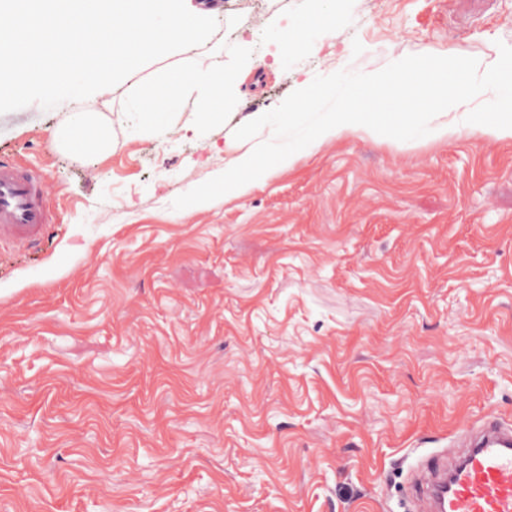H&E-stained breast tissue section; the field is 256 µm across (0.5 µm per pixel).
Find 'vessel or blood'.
<instances>
[{"mask_svg": "<svg viewBox=\"0 0 512 512\" xmlns=\"http://www.w3.org/2000/svg\"><path fill=\"white\" fill-rule=\"evenodd\" d=\"M52 220L41 173L0 162V246L26 247ZM455 465L427 456L414 491L428 512H512V426L486 422Z\"/></svg>", "mask_w": 512, "mask_h": 512, "instance_id": "obj_1", "label": "vessel or blood"}]
</instances>
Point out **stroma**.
I'll use <instances>...</instances> for the list:
<instances>
[{"label":"stroma","mask_w":512,"mask_h":512,"mask_svg":"<svg viewBox=\"0 0 512 512\" xmlns=\"http://www.w3.org/2000/svg\"><path fill=\"white\" fill-rule=\"evenodd\" d=\"M308 7L215 0L204 44L144 65L248 40L207 134L131 130L124 82L86 101L113 133L91 162L56 147L68 103L0 114V160L42 172L53 211L0 254V512H403L408 464L512 420V137L452 112L448 141L330 139L247 195L172 207L315 76L512 47V0H328L330 32L269 40Z\"/></svg>","instance_id":"stroma-1"}]
</instances>
